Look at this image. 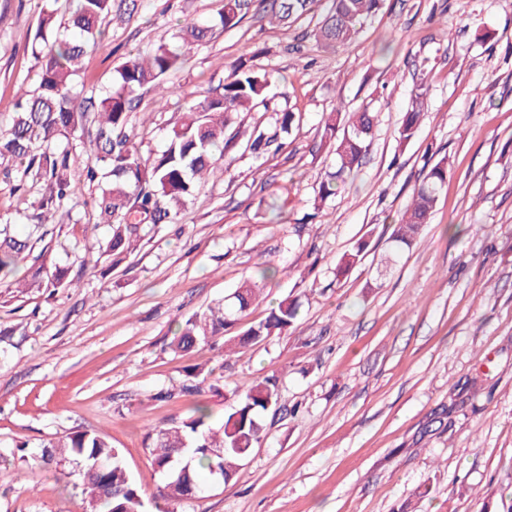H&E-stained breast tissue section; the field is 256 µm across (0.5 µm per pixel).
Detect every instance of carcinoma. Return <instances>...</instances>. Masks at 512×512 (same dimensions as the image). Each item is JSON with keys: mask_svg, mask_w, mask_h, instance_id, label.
<instances>
[{"mask_svg": "<svg viewBox=\"0 0 512 512\" xmlns=\"http://www.w3.org/2000/svg\"><path fill=\"white\" fill-rule=\"evenodd\" d=\"M73 2L72 15L62 31L51 0H42L31 44L38 84L18 95L10 121L0 127V159L23 167L16 189L23 188L29 177L46 183L48 188L30 216L31 230L18 235L12 225L0 224L3 277L27 262L38 244H43L40 255L47 252L45 214L53 211L71 217L72 202L81 191V184L70 175V145L76 134L85 136L93 145L91 161L83 170V182L97 187L96 223L108 224L112 229L103 250L112 256V261L119 262L132 254L148 227L174 223L206 178L224 170L225 152L241 136L240 129H231L234 114L260 107L272 113L271 126L252 131L246 141V147L257 155L267 152L299 121L295 112L268 95V74L257 70L252 58L241 57L232 65L224 84L199 101L187 102L186 112L152 161L142 159L127 131L138 91L147 86L165 89L167 80L182 67L193 46L211 39L219 30L238 26L256 0H224L218 18L184 23L172 42L139 52L119 65L112 84L99 92L78 88L82 59L102 40L103 24L114 8L123 7L130 15L138 8L137 0ZM316 2L270 0L271 17L283 25L292 23L311 14ZM383 3L384 0H332L331 9L319 23L317 43L325 48L348 43ZM426 98L427 88L421 83L413 90L404 115L401 141L413 138L420 127ZM373 129L374 117L365 107L346 114L339 109L330 113L324 122L321 142L334 155V163L319 184L315 208L336 196L361 166ZM450 168L449 158H441L414 187L410 203L392 225L389 242L393 252L410 248L429 223ZM365 249L366 243L362 241L343 254L336 263V275L360 262ZM70 273L69 266L56 265L48 273L42 265L31 267L23 277V287L65 288L72 282ZM259 291L255 282H243L234 293L232 310L218 302L189 317L179 327L173 344L185 350L231 330L237 316L258 299ZM298 313V303L286 298L264 320L228 337L224 347L232 350L276 332L280 334L293 326ZM278 399V378L273 373L258 380L241 396L224 413L217 428L212 427L209 412L197 406L186 420L152 430L148 434L149 447L160 472L169 474L173 456L188 464L182 480L174 483L169 479L159 490L158 498L167 504L164 512H174L168 505L183 498L190 483H201L200 469L211 476L216 471L224 474L226 483L233 480L241 462L263 437L261 415L276 408ZM46 447L48 450L41 457L43 463L57 455L76 457L83 493L98 504L99 512H143L142 492L128 473L119 450L107 437L78 430L48 442Z\"/></svg>", "mask_w": 512, "mask_h": 512, "instance_id": "carcinoma-1", "label": "carcinoma"}]
</instances>
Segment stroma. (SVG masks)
I'll use <instances>...</instances> for the list:
<instances>
[{
  "label": "stroma",
  "instance_id": "obj_1",
  "mask_svg": "<svg viewBox=\"0 0 512 512\" xmlns=\"http://www.w3.org/2000/svg\"><path fill=\"white\" fill-rule=\"evenodd\" d=\"M109 17L82 61L87 87L104 88L137 52L170 42L179 24L212 19L224 0H138ZM41 0H0V118L18 89L37 84L30 57ZM330 0L288 25L259 0L236 28L194 47L158 106L141 91L128 132L153 157L187 95L223 83L252 56L273 73L300 117L279 150L236 144L177 223L161 224L121 263L91 225L95 187L73 221L52 225L46 268L91 253L56 293L0 282V512H95L75 464L31 470L52 438L107 436L157 512L147 434L204 404L213 425L260 377L276 372L280 408L234 479L180 501L177 512H512V0H385L347 45L314 34ZM427 105L408 142L399 128L411 91ZM369 108L376 123L353 180L321 209L314 198L332 158L319 130L338 105ZM451 171L412 248L391 255L381 237L415 185L442 157ZM0 175V218L24 232L42 183ZM361 262L334 261L358 241ZM260 301L242 324L298 299L286 332L234 354L215 337L172 345L191 315L230 296L260 268ZM195 394L182 390L187 382Z\"/></svg>",
  "mask_w": 512,
  "mask_h": 512
}]
</instances>
